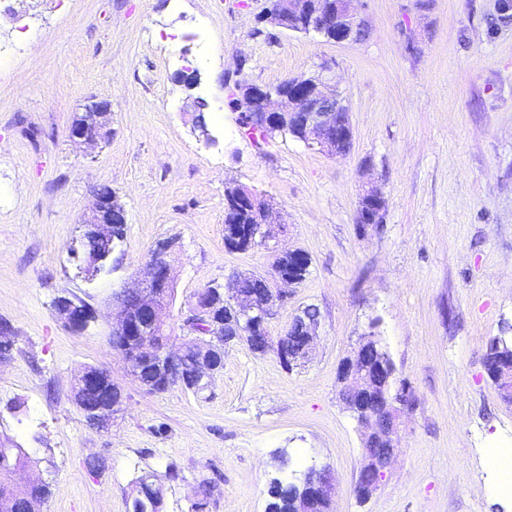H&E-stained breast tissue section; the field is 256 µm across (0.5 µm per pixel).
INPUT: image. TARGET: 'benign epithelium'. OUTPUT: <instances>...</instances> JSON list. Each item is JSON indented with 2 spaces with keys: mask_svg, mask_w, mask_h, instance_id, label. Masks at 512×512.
Returning <instances> with one entry per match:
<instances>
[{
  "mask_svg": "<svg viewBox=\"0 0 512 512\" xmlns=\"http://www.w3.org/2000/svg\"><path fill=\"white\" fill-rule=\"evenodd\" d=\"M354 2L356 0H271L266 20L282 30L315 33L329 41L350 43L353 33L364 28ZM494 16L498 19L496 30L512 27V0H497ZM235 89L240 95L239 104L246 108L247 124L256 129L289 128L309 146L316 143L338 154L349 152L353 133L348 109L342 93L322 74L290 78L273 88L237 81ZM106 115L105 105H92L72 125L70 137L82 142L97 139ZM235 199L236 205L250 212V238L261 243L272 240L270 225L277 223V216L268 204L246 186L236 187ZM359 200L372 203L376 219L382 218L385 201L379 188L374 185L363 188ZM115 212L112 192L101 190L97 208L85 224L84 237L94 236L101 243L112 241ZM175 248L173 240L157 243L147 262L150 278L121 296V317L112 329L114 347L133 357L130 362L133 376L139 378L148 373L150 380L145 387L155 393L169 389L175 382L190 386L192 391L203 389V379L212 377L222 368L223 363L215 362V358L224 356V347L228 345L224 340V323L213 312L211 295L220 294V289L213 286L198 293L195 306L184 318L192 340L175 352L168 351L163 343L160 310L173 285L169 258ZM278 282L297 284L299 280L273 270L267 281V292L260 300L242 290L238 277L224 285L227 293L224 303L235 312L238 341L247 342L256 336L270 338L267 324L273 308L287 299V295L275 289ZM59 313L72 331L87 328L93 318L92 310L81 300L66 297L62 299ZM317 323L318 316L303 311L297 324L288 326L274 342L280 358L292 363L305 356ZM13 347L12 332L5 325L0 327V362L10 357ZM376 350L374 336H364L339 368V377L345 383L343 399L363 429V462L356 484L357 494L362 498L377 489L384 470L396 457L399 417L409 402L407 386H392L393 364L370 362ZM487 374L502 397L511 402L512 368L500 366L487 370ZM121 403V391L114 386L107 404L88 412V422L97 427L108 425ZM330 493L331 485L325 472L307 477L296 512H317L322 503L329 501Z\"/></svg>",
  "mask_w": 512,
  "mask_h": 512,
  "instance_id": "obj_1",
  "label": "benign epithelium"
}]
</instances>
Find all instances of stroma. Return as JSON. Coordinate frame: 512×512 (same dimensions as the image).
I'll list each match as a JSON object with an SVG mask.
<instances>
[{"mask_svg":"<svg viewBox=\"0 0 512 512\" xmlns=\"http://www.w3.org/2000/svg\"><path fill=\"white\" fill-rule=\"evenodd\" d=\"M269 6L0 0V40L15 44L0 60V320L15 340L0 365V438L30 457L15 481L48 479L37 512H128L149 474L164 486L161 512H266L273 479L313 467L330 476L331 512H512L490 461L492 447H512V403L485 370L490 339L512 334V31L489 35L495 0H358L366 35L338 44L269 26ZM324 65L349 107L347 156L251 134L230 102L235 81L272 87ZM95 103L109 108L104 138L73 143L72 122ZM367 177L385 210L362 228ZM238 184L273 207L277 250L225 246V191ZM101 187L126 233L88 276L71 250ZM166 238L178 243L171 347L188 339L198 292L267 275L277 252L298 249L308 273L268 329L280 336L316 306L309 356L287 367L240 343L208 389L149 392L113 347L112 321ZM61 296L96 310L82 334L56 313ZM371 329L412 402L394 461L362 500V431L338 368ZM91 366L122 393L104 430L73 399Z\"/></svg>","mask_w":512,"mask_h":512,"instance_id":"35a3bbf8","label":"stroma"}]
</instances>
